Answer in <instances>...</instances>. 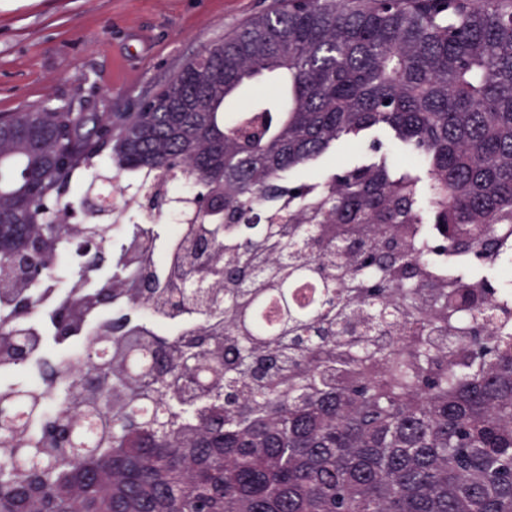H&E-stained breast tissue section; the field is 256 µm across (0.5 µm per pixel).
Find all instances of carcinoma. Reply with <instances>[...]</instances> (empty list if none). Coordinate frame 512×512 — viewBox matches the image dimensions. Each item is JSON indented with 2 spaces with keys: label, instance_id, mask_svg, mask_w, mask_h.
<instances>
[{
  "label": "carcinoma",
  "instance_id": "obj_1",
  "mask_svg": "<svg viewBox=\"0 0 512 512\" xmlns=\"http://www.w3.org/2000/svg\"><path fill=\"white\" fill-rule=\"evenodd\" d=\"M511 259L512 0H288L137 112L1 114L0 512H512ZM42 312L85 369L13 382Z\"/></svg>",
  "mask_w": 512,
  "mask_h": 512
}]
</instances>
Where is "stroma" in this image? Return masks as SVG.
I'll use <instances>...</instances> for the list:
<instances>
[{
  "instance_id": "obj_1",
  "label": "stroma",
  "mask_w": 512,
  "mask_h": 512,
  "mask_svg": "<svg viewBox=\"0 0 512 512\" xmlns=\"http://www.w3.org/2000/svg\"><path fill=\"white\" fill-rule=\"evenodd\" d=\"M277 0H0V114L133 112Z\"/></svg>"
}]
</instances>
